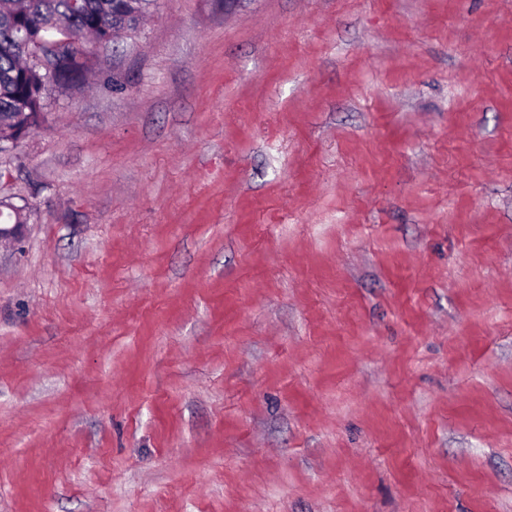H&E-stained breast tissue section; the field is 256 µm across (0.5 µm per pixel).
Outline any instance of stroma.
I'll return each instance as SVG.
<instances>
[{"instance_id":"obj_1","label":"stroma","mask_w":512,"mask_h":512,"mask_svg":"<svg viewBox=\"0 0 512 512\" xmlns=\"http://www.w3.org/2000/svg\"><path fill=\"white\" fill-rule=\"evenodd\" d=\"M0 195V512H512V0H159ZM8 199L3 200L0 198V215L3 214L2 208H6L10 211V217H13V224H1L0 225V241L8 240L16 243H21L27 232L28 226L27 224V216L28 209L27 203H24L22 206H18L11 201H7ZM20 215V220L23 222L22 224L15 223V215Z\"/></svg>"}]
</instances>
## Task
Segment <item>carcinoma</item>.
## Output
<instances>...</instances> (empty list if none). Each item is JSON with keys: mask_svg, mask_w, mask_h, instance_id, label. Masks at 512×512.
<instances>
[{"mask_svg": "<svg viewBox=\"0 0 512 512\" xmlns=\"http://www.w3.org/2000/svg\"><path fill=\"white\" fill-rule=\"evenodd\" d=\"M156 6V0H0V137L18 140L48 120V102L57 90L83 91L96 69L84 41L112 43L135 31ZM66 33L69 42L55 63V72L28 65L31 44Z\"/></svg>", "mask_w": 512, "mask_h": 512, "instance_id": "obj_1", "label": "carcinoma"}]
</instances>
